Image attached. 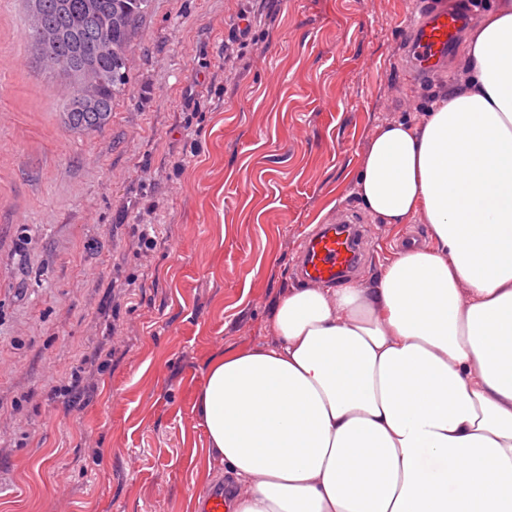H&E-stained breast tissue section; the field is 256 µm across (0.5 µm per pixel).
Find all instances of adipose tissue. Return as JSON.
<instances>
[{
	"mask_svg": "<svg viewBox=\"0 0 512 512\" xmlns=\"http://www.w3.org/2000/svg\"><path fill=\"white\" fill-rule=\"evenodd\" d=\"M468 43L466 86L377 127L356 183L427 242L370 282L292 290L275 343L208 366L229 512H512V0Z\"/></svg>",
	"mask_w": 512,
	"mask_h": 512,
	"instance_id": "ef3b65f1",
	"label": "adipose tissue"
}]
</instances>
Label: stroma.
<instances>
[{
	"mask_svg": "<svg viewBox=\"0 0 512 512\" xmlns=\"http://www.w3.org/2000/svg\"><path fill=\"white\" fill-rule=\"evenodd\" d=\"M413 7L152 0L109 123L76 131L24 0H0V512H199L234 487L199 389L224 350L274 342L302 235L360 212L366 282L427 237L379 224L355 191L376 128L424 121L464 70L462 43L432 82L413 73ZM76 370L91 390L73 407Z\"/></svg>",
	"mask_w": 512,
	"mask_h": 512,
	"instance_id": "obj_1",
	"label": "stroma"
}]
</instances>
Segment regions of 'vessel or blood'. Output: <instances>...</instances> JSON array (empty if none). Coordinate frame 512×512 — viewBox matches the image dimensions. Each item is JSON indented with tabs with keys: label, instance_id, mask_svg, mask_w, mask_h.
Listing matches in <instances>:
<instances>
[{
	"label": "vessel or blood",
	"instance_id": "b4317fda",
	"mask_svg": "<svg viewBox=\"0 0 512 512\" xmlns=\"http://www.w3.org/2000/svg\"><path fill=\"white\" fill-rule=\"evenodd\" d=\"M414 22L408 23L410 67L422 75L438 72L458 44L465 19L462 9L439 7L432 0H420ZM350 212L341 211L332 224L322 225L308 235L295 264L298 279L315 284H332L353 271L362 258V231L353 227Z\"/></svg>",
	"mask_w": 512,
	"mask_h": 512
}]
</instances>
